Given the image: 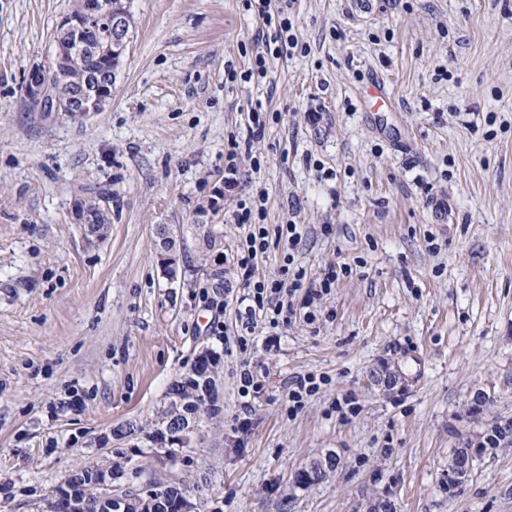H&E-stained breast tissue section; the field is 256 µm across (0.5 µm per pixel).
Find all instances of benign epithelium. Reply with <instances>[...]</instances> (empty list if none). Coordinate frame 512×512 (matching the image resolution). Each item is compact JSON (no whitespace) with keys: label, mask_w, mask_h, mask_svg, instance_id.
I'll list each match as a JSON object with an SVG mask.
<instances>
[{"label":"benign epithelium","mask_w":512,"mask_h":512,"mask_svg":"<svg viewBox=\"0 0 512 512\" xmlns=\"http://www.w3.org/2000/svg\"><path fill=\"white\" fill-rule=\"evenodd\" d=\"M130 16L125 9H116L113 0H82L79 10L72 12L60 24L72 39L54 40L50 65L29 70L24 91L46 115L58 112V85L65 78L66 60L77 50L97 52L104 50L110 61L120 60L129 43ZM112 97V71L107 70L92 83L85 84L77 93L65 96V107L86 116L99 112ZM170 488L150 486L142 491L145 509L152 512L154 504L165 499Z\"/></svg>","instance_id":"obj_1"}]
</instances>
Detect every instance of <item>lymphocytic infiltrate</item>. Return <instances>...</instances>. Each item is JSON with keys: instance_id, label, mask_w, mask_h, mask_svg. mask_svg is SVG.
Listing matches in <instances>:
<instances>
[{"instance_id": "f902f5d3", "label": "lymphocytic infiltrate", "mask_w": 512, "mask_h": 512, "mask_svg": "<svg viewBox=\"0 0 512 512\" xmlns=\"http://www.w3.org/2000/svg\"><path fill=\"white\" fill-rule=\"evenodd\" d=\"M273 0H246V7L258 17L267 34L266 44L272 45L273 55L289 53L296 43L290 33L287 19L274 10ZM266 198L238 199L232 212L235 223L248 227L244 243H241L236 256V277L225 280V293H232L234 285H241L247 292V302L237 311V320L247 334H254L257 327V316L261 312H269L270 328H279L282 321L291 319L295 313L292 299L295 293H302L304 307H311L315 300L327 295L338 281L340 275L348 274L347 265L328 266L322 277L308 278L305 269L295 266L293 249L301 243L306 228L295 221L279 225L278 236L283 239L286 249L284 265L278 275L260 279L255 275L259 258H262L269 247V232L262 220L266 213Z\"/></svg>"}]
</instances>
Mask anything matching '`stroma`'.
I'll return each mask as SVG.
<instances>
[{
	"label": "stroma",
	"mask_w": 512,
	"mask_h": 512,
	"mask_svg": "<svg viewBox=\"0 0 512 512\" xmlns=\"http://www.w3.org/2000/svg\"><path fill=\"white\" fill-rule=\"evenodd\" d=\"M75 5L0 0V512H49L48 491L93 462L133 492L180 479L202 512H512V446L448 485L456 449L512 418V0H282L299 46L259 88L227 77L256 49L241 0H129L111 102L49 117L24 78ZM257 99L265 133L216 197ZM259 187L268 230L306 226L308 277L353 272L314 320L242 349L223 296L162 277L153 227L215 201L205 219L235 256L231 213ZM100 188L112 224L91 244L72 209ZM204 335L223 352L224 419L172 468L151 421ZM385 366L403 389L378 383ZM303 376L317 387L293 411ZM329 454L325 480L297 484Z\"/></svg>",
	"instance_id": "1"
}]
</instances>
